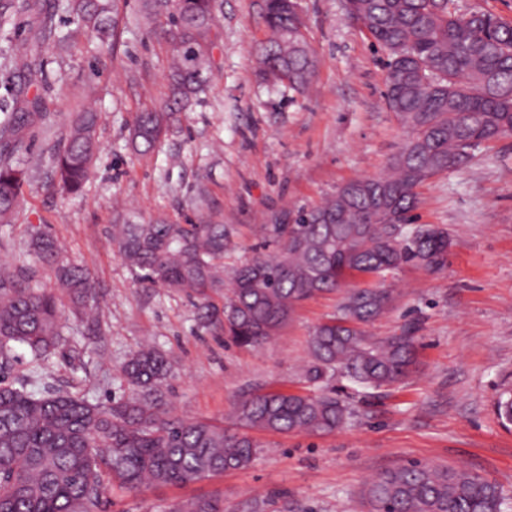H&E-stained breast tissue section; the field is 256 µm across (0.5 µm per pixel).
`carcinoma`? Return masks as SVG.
Instances as JSON below:
<instances>
[{
    "label": "carcinoma",
    "mask_w": 512,
    "mask_h": 512,
    "mask_svg": "<svg viewBox=\"0 0 512 512\" xmlns=\"http://www.w3.org/2000/svg\"><path fill=\"white\" fill-rule=\"evenodd\" d=\"M220 0H142V19L158 26L169 45L172 97L167 111L136 113L133 138L149 149L165 136L174 113L196 99L214 71L212 49ZM69 9L98 32L109 26L100 0H69ZM350 14L363 22L387 57L386 99L407 134L389 172L355 180V194H335L320 206L299 209L295 224H273L275 252L258 253L232 272L224 293V225L173 224L157 218L112 225L119 255L141 281L184 291L198 299L208 320L224 321V334L240 347L267 343L295 307L318 294L347 288L349 279L371 275L369 287L347 288L310 339L304 379L314 394L274 391L235 404L238 429L205 418L170 415L164 387L171 374L154 346L130 354L123 376L130 394L108 403L84 395L0 384V512H90L105 489L104 478L127 491L144 486L184 485L249 466L262 444L251 430L329 434L356 414L350 397L332 381L344 378L367 389L400 383L416 361L407 330L375 336L372 323L394 301L389 274L420 266L445 268L448 229L417 223L418 189L468 160L461 149L512 132V23L496 15L462 14L453 0H352ZM35 16L36 30L21 46H9L0 76L11 84L29 75L47 83L39 61L55 33L54 14L42 0H0V39L5 25ZM271 37L256 49L259 76L298 93L311 83L318 61L284 0H268ZM40 97L0 122V220L17 207L27 170L19 132L42 119ZM97 113L83 110L52 155V178L68 194L79 192L94 171ZM405 217L398 236L374 217ZM38 260L54 268L61 294L31 285L34 270L0 271V365L19 347L41 361L61 341L64 302L89 315L95 283L89 268L58 263L57 243L38 232ZM499 418L512 423V390L497 400ZM371 512H512L499 487L477 475L409 463L387 471L363 491ZM172 512H224V500L198 497Z\"/></svg>",
    "instance_id": "cac0c4a2"
}]
</instances>
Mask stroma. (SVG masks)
Here are the masks:
<instances>
[{
    "label": "stroma",
    "mask_w": 512,
    "mask_h": 512,
    "mask_svg": "<svg viewBox=\"0 0 512 512\" xmlns=\"http://www.w3.org/2000/svg\"><path fill=\"white\" fill-rule=\"evenodd\" d=\"M42 48L48 87L32 85L43 120L23 129L28 182L9 221L0 222V268L35 264L30 240L44 230L62 260L94 274L93 320L65 315L63 342L43 363V382L92 399L125 394L122 365L144 342L169 358L165 391L174 415L233 426L235 403L259 393L308 392L303 367L314 328L339 294L298 305L262 347L240 348L208 324L192 298L142 284L112 242L115 211L143 222L208 220L227 234L224 268L270 239L273 213L309 208L357 178L380 175L406 134L384 98L385 57L344 0H298L306 39L319 59L304 94L264 83L256 48L268 34L265 0H222L215 74L150 151L130 141L135 113L169 96L168 45L132 23L140 0H110L113 37L80 26L67 0ZM96 91L100 153L83 191L51 181L50 156ZM419 223L447 227L446 267L408 266L388 277L395 290L377 336L414 326L417 363L402 383L354 390L357 415L331 434L264 433L245 469L184 486L107 490L96 512H167L177 502L218 496L224 512H367L365 486L410 462L448 466L496 483L512 499V425L496 400L512 385V136L482 144L471 159L419 189Z\"/></svg>",
    "instance_id": "35a3bbf8"
}]
</instances>
